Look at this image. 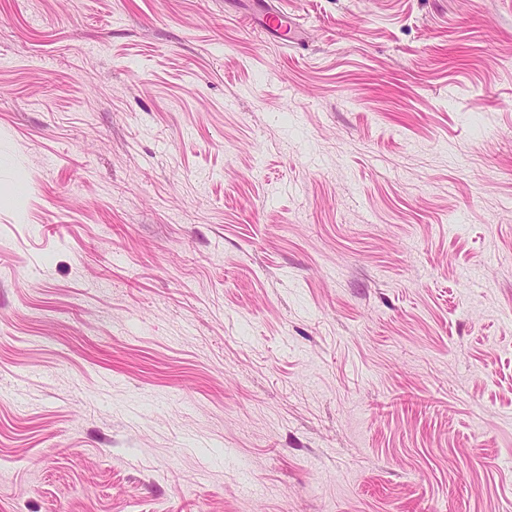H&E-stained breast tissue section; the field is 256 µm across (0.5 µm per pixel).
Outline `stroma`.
<instances>
[{
	"label": "stroma",
	"mask_w": 512,
	"mask_h": 512,
	"mask_svg": "<svg viewBox=\"0 0 512 512\" xmlns=\"http://www.w3.org/2000/svg\"><path fill=\"white\" fill-rule=\"evenodd\" d=\"M0 0V512H512V0Z\"/></svg>",
	"instance_id": "1"
}]
</instances>
